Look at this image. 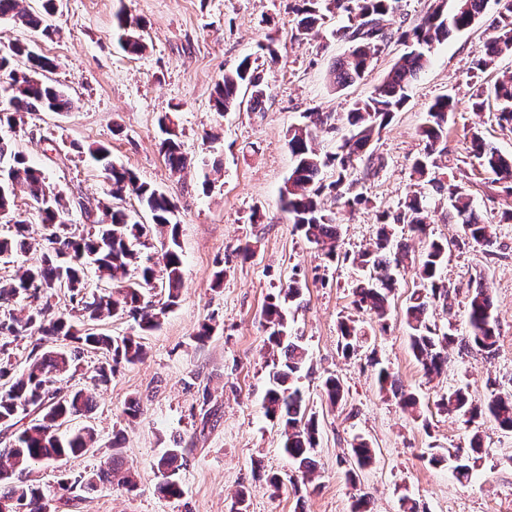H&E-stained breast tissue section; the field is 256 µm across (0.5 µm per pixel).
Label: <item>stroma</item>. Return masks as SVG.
<instances>
[{
	"label": "stroma",
	"instance_id": "1",
	"mask_svg": "<svg viewBox=\"0 0 512 512\" xmlns=\"http://www.w3.org/2000/svg\"><path fill=\"white\" fill-rule=\"evenodd\" d=\"M290 3L57 0L49 18L56 34L38 46L57 64L46 81L67 91L76 108L28 115L22 126L0 127V134L15 139L29 162L59 189L92 200L103 197L106 185L75 147L109 146L114 161L177 204L184 274L178 306L143 339L145 358L121 366L108 387L97 391L94 410L74 422L94 428L98 443L93 452L70 460L68 469H96L119 431L123 464L135 473L136 487L91 491L76 505H59L57 512H295L299 507L353 512L362 497L371 512H401L405 496L418 512H512V432L501 431L488 418L470 426L436 406L453 386L466 388L482 404L512 392V222L497 225L496 247L482 252L449 219L447 198L417 184L412 175L429 107L449 93L457 111L438 160L442 171L466 188L483 214L496 218L512 208V195L481 170L463 137L464 128L475 126L502 153H512V129L498 125L494 106L478 115L469 109L477 87L492 88L512 73V56L484 73L472 71L498 6L489 0L471 28L433 46L406 106L373 142L383 166L358 186L366 204L337 216L341 257L330 262L280 208V193L293 168L288 130L306 123L314 110L348 111L381 82L405 47L388 44L361 82L335 89L333 64L349 48L334 34L343 18H331L318 33L302 36ZM120 15L139 23L147 45L143 54L122 50L116 27ZM268 44L277 52L276 61L260 56ZM248 55L258 57L269 86L264 111L216 112V83ZM165 115L190 160L181 173L172 171L159 152V120ZM413 191L428 195L431 222L422 239L397 227L408 256L381 322L351 303L350 285L360 274L355 260L371 247L380 214L395 210ZM428 239L448 243L442 278L450 290V309L431 308L432 321L466 331L468 294L481 285L492 293L498 336L490 354L451 350L447 372L432 378L413 356L403 318L418 289L415 268ZM246 247L251 250L247 256L242 253ZM219 271L224 277L218 284L214 275ZM294 280L300 281L302 295L292 326L309 354L298 385L321 425L315 471L306 480L284 454L281 429L262 407L269 358L262 310L270 296ZM346 319L366 330L361 347L348 357L339 349L338 324ZM206 321L214 330L197 340ZM376 361L419 398L422 418L403 413L392 393L380 391L372 367ZM331 374L346 390L335 408L322 394V382ZM133 399L141 414L130 420L123 410ZM205 399L213 409L207 420L200 415ZM475 428L483 453L470 479H458L451 465L432 463L433 455L450 449L466 452ZM359 435L370 442L376 460L358 470L350 448ZM177 438L187 449L180 471L183 495L168 499L156 490L157 461ZM272 474L283 482L276 493L267 484ZM241 496L246 499L242 505L237 502Z\"/></svg>",
	"mask_w": 512,
	"mask_h": 512
}]
</instances>
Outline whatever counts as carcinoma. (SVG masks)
<instances>
[{
    "mask_svg": "<svg viewBox=\"0 0 512 512\" xmlns=\"http://www.w3.org/2000/svg\"><path fill=\"white\" fill-rule=\"evenodd\" d=\"M400 0H296L292 10L299 17L297 31L306 34L324 25L328 15H344L348 24L336 29V36L349 43L348 52L333 66V83L343 89L361 80L371 67L374 55L392 41L405 44L407 51L394 63L383 80L369 96L356 101L346 115L332 112H311L310 122L289 129L288 148L294 157V168L281 195V208L290 223L304 238L323 251L330 262L338 258L339 231L336 211L352 210L368 202L356 191L357 165L364 164V175H376L382 159L374 154L373 140L389 125L408 100L412 84L425 70L433 44L447 39L452 31L470 28L480 18L486 0H456L447 11L439 0L416 24L406 25V18L397 16ZM54 0H43V11H30L24 0H0V19L27 28L44 38L55 33L48 23ZM117 27L123 30L121 43L125 51L139 55L146 44L128 20L117 16ZM494 35L484 43L473 65L480 72L492 68L497 60L512 54V0L492 20ZM19 59L25 69L13 66ZM55 67L51 58L41 54L36 44L13 42L0 50V76L9 80V111L0 112V120L15 123L31 112H69L73 100L59 87L40 78ZM498 105L500 122L512 126V75L496 83L490 92L482 89L471 97V111L481 112L485 95ZM248 98L250 110L264 111L269 98L268 85L260 72L244 59L238 67L224 75L216 85L214 108L227 112ZM456 110L450 95L435 100L420 128L423 153L412 164V172L420 181L446 194L455 223L461 225L469 242L485 252L497 244L494 224L479 212L463 188L440 178L437 155L448 138V122ZM344 121L349 133L343 136L336 152L321 154L316 148V130L337 129ZM160 152L170 167L182 171L189 165L178 134L169 125L163 128ZM76 151L86 157L108 182L106 197L87 206L84 197L66 195L31 165L13 141L0 137V219L7 220L14 231L0 236V258H14L32 250L29 218L17 208V191L27 193L30 208L40 221L43 234L38 260L22 270L8 283H0V427L8 437L0 440V512H46L56 492L29 479L35 467L58 460L85 455L94 447L95 433L88 427L60 432L66 422L86 416L94 408L89 388L108 385L119 365L135 364L144 354L142 336L156 330L167 310L178 305L183 283V260L178 240L177 207L162 190L141 181L131 170L112 162L111 150L104 145H78ZM470 152L485 172L495 181L507 183L512 193V156L503 155L479 132L470 131ZM331 168L334 179L326 181L323 171ZM127 195H134L148 211L151 223L141 224L114 204ZM78 210L93 216L76 233L71 230L70 216ZM405 224L417 235L426 233L429 209L423 196L413 193L400 202L393 212L379 217L374 249L362 253L355 262L363 274L352 283L353 305L369 310L383 319L389 297L396 285L395 271L407 256L406 244L397 239L395 226ZM162 237L160 250L150 251L148 237L152 229ZM448 260V242L431 240L421 254L417 278L426 294L415 293L405 309L410 330L413 355L428 375L440 374L448 367V350L460 346L475 348L488 354L497 343L496 314L490 289L479 286L469 292L466 335L442 331L429 318V307L437 302L448 306L449 290L440 271ZM66 286L71 314L53 312L52 298ZM159 290L165 301L159 305L146 300V294ZM301 296L296 283L271 297L263 310L271 348L280 352L272 359L269 384L264 396L265 415L283 427V449L302 477L314 472L318 447L319 423L308 413L297 386L307 352L300 337L291 334L288 307ZM127 316L134 325L122 336L110 334L106 325L113 318ZM341 351L350 355L362 343L364 331L351 320L339 325ZM32 339L26 366L18 371L11 362L8 345L18 339ZM63 341L58 348L46 344ZM101 356L93 368L88 385L66 390L57 386L59 378L77 371L84 354ZM381 389L390 391L400 403L414 409L418 400L405 392L387 368L377 372ZM323 393L336 406L345 399L339 378L328 376ZM438 406L450 413L467 417L474 424L488 416L506 432H512V393L493 397L485 406L472 401L468 392L458 387L448 390ZM122 438H112V456L99 463L92 474L77 472L79 489H110L114 486L131 490L135 487L132 473L125 469L119 456ZM471 455L453 456L458 477H469L482 453V438L473 431ZM358 467L365 468L374 460V449L358 437L352 444ZM184 449L168 448L158 465L162 481L157 491L169 499L182 496L178 477Z\"/></svg>",
    "mask_w": 512,
    "mask_h": 512,
    "instance_id": "cac0c4a2",
    "label": "carcinoma"
}]
</instances>
